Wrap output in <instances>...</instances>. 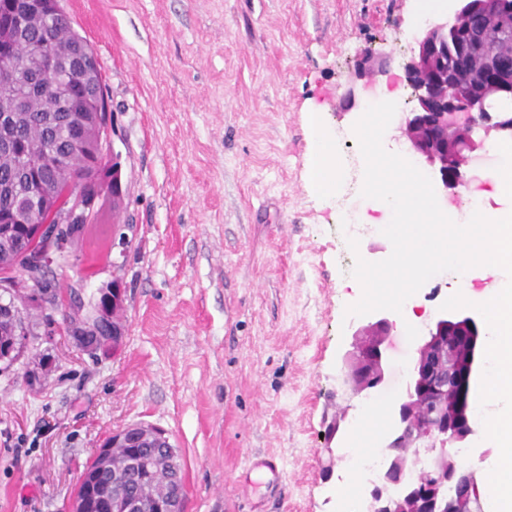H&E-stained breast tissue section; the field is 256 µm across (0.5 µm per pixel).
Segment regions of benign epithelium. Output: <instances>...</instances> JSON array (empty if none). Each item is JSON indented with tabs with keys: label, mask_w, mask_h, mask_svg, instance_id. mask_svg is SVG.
Returning <instances> with one entry per match:
<instances>
[{
	"label": "benign epithelium",
	"mask_w": 512,
	"mask_h": 512,
	"mask_svg": "<svg viewBox=\"0 0 512 512\" xmlns=\"http://www.w3.org/2000/svg\"><path fill=\"white\" fill-rule=\"evenodd\" d=\"M454 10L446 18L428 21L415 38V48L404 64L412 90L413 106L402 123L403 136L412 151L434 173L441 191L457 193L465 183L456 161L482 147L474 138L481 130L512 138V0H454ZM11 24L3 36L25 25L33 11L65 17L60 0H10ZM459 59L448 67V56ZM73 57L64 56L49 41L39 42L29 54L19 57L0 46V71L21 81L32 73L48 71L58 80L52 92L68 95L66 73ZM389 55L366 52L358 67L361 75H383ZM106 95L97 96L99 154H106L110 116ZM90 181L77 179L63 190L46 194L32 188L28 197L38 206L40 221L29 228L16 269L24 278L8 273L0 277V306L12 298L17 288L44 287L43 274L66 255L69 232L75 224H89L104 188H89ZM126 288L117 279L98 288L89 322L84 307L77 305L76 291L66 290L56 300L43 303L51 317L60 310L74 319L73 327L84 328L107 321L112 325V352H117L125 336L118 317L125 308ZM391 314L381 311L358 327L351 349L344 357L345 382L354 396L367 397L385 377V352L392 330ZM484 329L479 313L471 308L440 311L420 338L405 397L389 408L390 432L381 447L391 450L389 468L381 484L396 485L417 465L418 451L435 448L427 466L431 481L430 500L425 502L414 489L388 496L375 487L366 499L367 512H474L479 496L475 471L456 465L451 448H465L476 431L470 417V397L474 376L480 365ZM138 440L162 445L167 467L158 470L147 459L129 462L125 481L112 484L113 512H150L147 502L124 483L144 473L162 472L175 491L155 512H183L180 455L167 432L154 425L133 424L116 431L103 446L101 469L109 468V449L123 448ZM451 489L445 494L443 488Z\"/></svg>",
	"instance_id": "1"
}]
</instances>
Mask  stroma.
Wrapping results in <instances>:
<instances>
[{
  "mask_svg": "<svg viewBox=\"0 0 512 512\" xmlns=\"http://www.w3.org/2000/svg\"><path fill=\"white\" fill-rule=\"evenodd\" d=\"M61 6L102 64L122 193L102 194L83 252L46 280L84 302L121 280L126 336L92 358L39 318L27 351L49 352L52 370L34 385L23 361L0 374V512H69L87 459L133 423L178 449L184 512H339L347 471L322 434L362 403L340 371L358 300L345 260H385L392 244L374 233L349 248L341 211L310 186L306 114L344 131L353 165L347 91L411 108L414 0ZM368 50L389 55L385 75L359 77ZM415 349L393 330L372 402L403 397ZM265 455L279 481L257 473Z\"/></svg>",
  "mask_w": 512,
  "mask_h": 512,
  "instance_id": "stroma-1",
  "label": "stroma"
}]
</instances>
